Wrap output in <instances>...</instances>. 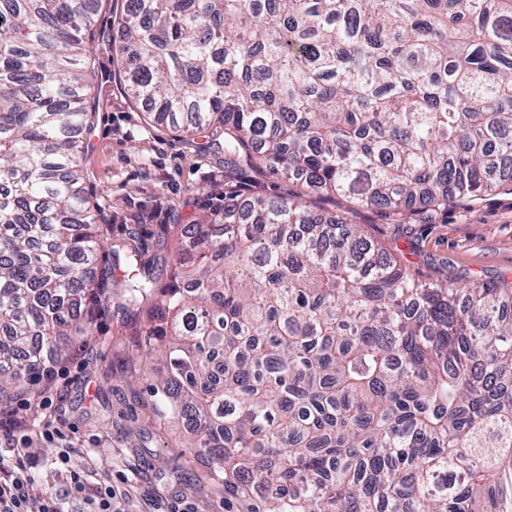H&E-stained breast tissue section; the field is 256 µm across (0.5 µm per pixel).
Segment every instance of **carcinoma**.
<instances>
[{
  "mask_svg": "<svg viewBox=\"0 0 512 512\" xmlns=\"http://www.w3.org/2000/svg\"><path fill=\"white\" fill-rule=\"evenodd\" d=\"M102 6L0 0V395L46 406L112 289L151 295L157 415L225 512H512V280L431 278L359 222L512 186V0H122L126 93L224 149V205L158 225L164 280L84 187Z\"/></svg>",
  "mask_w": 512,
  "mask_h": 512,
  "instance_id": "1",
  "label": "carcinoma"
}]
</instances>
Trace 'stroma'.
Instances as JSON below:
<instances>
[{"instance_id": "35a3bbf8", "label": "stroma", "mask_w": 512, "mask_h": 512, "mask_svg": "<svg viewBox=\"0 0 512 512\" xmlns=\"http://www.w3.org/2000/svg\"><path fill=\"white\" fill-rule=\"evenodd\" d=\"M95 69L90 94L97 103L93 127L85 136L84 186L97 223L112 243H140L146 259H169L174 240L159 241L158 225L190 224L224 193V154L203 136L150 124L145 107L124 92L112 56L121 33L112 10L95 19ZM147 214L149 220L135 224ZM404 230L413 258L425 271L449 277L495 281L512 278V194L495 192L476 203L449 210L431 224L378 225L380 237ZM143 336L135 334L122 309L80 339L68 361L57 366L47 409L35 408L32 395L14 394L9 408L27 423L46 490H63L74 473L106 472L121 490L116 512H164L191 505L193 512H225L224 485L209 464L184 446V439L153 410L151 384L162 369L144 356ZM62 424L72 451L57 462L60 441L39 434L47 421Z\"/></svg>"}]
</instances>
